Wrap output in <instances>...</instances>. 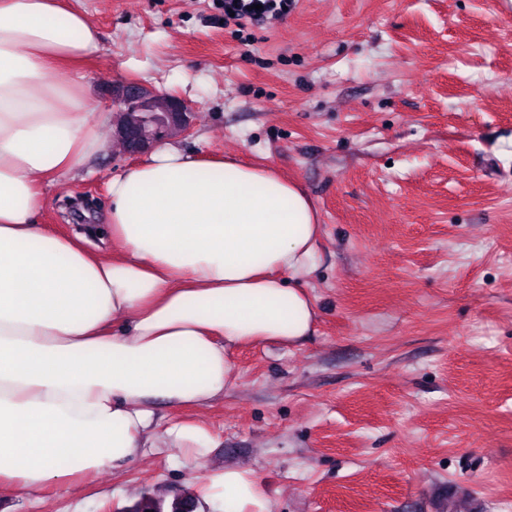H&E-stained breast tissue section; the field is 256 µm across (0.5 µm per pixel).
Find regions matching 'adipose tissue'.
Here are the masks:
<instances>
[{"instance_id":"ef3b65f1","label":"adipose tissue","mask_w":512,"mask_h":512,"mask_svg":"<svg viewBox=\"0 0 512 512\" xmlns=\"http://www.w3.org/2000/svg\"><path fill=\"white\" fill-rule=\"evenodd\" d=\"M97 29L61 0H0V486L75 492L154 448L205 453L201 421L159 425L157 401L200 407L236 386L235 349L310 335L315 206L275 170L159 144L112 174L102 222L54 236L46 189L109 144L69 64ZM107 236L113 248H89ZM224 512H269L252 472L203 478Z\"/></svg>"}]
</instances>
